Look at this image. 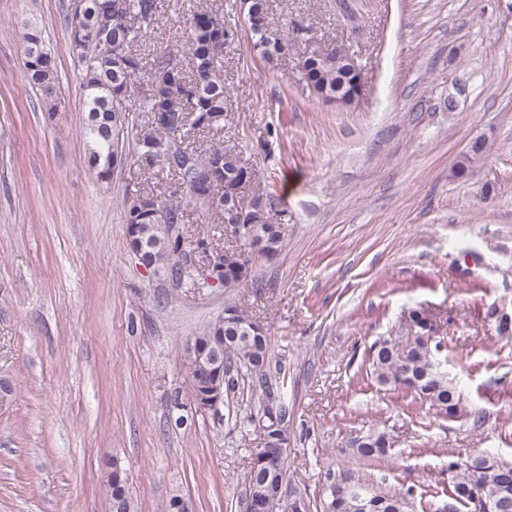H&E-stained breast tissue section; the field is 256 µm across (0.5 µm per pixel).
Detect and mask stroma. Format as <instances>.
Listing matches in <instances>:
<instances>
[{
  "label": "stroma",
  "instance_id": "1",
  "mask_svg": "<svg viewBox=\"0 0 512 512\" xmlns=\"http://www.w3.org/2000/svg\"><path fill=\"white\" fill-rule=\"evenodd\" d=\"M223 12L224 144L241 150L279 202L284 242L233 288H174L130 252L124 201L168 190L133 139L109 183L87 170L70 0H0V512H108L113 469L139 512L182 496L194 512H241L239 475L260 450L218 411L175 407L187 394L181 346L234 302L269 330L294 405L288 473L319 499L350 468L413 491V512H445L448 453L512 460V0H269L301 25L266 64L250 53L237 0H160L144 57L177 52L188 14ZM37 25L56 53L59 110L46 120L24 67ZM363 75L352 106L306 94L299 65L330 46ZM463 84L456 108L452 83ZM491 146L475 177L451 168L476 137ZM434 326L450 376L485 417L405 407L366 375L378 338ZM383 432L374 463L347 447Z\"/></svg>",
  "mask_w": 512,
  "mask_h": 512
}]
</instances>
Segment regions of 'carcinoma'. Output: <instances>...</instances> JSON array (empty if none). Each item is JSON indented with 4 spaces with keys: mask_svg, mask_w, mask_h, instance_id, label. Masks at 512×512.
<instances>
[{
    "mask_svg": "<svg viewBox=\"0 0 512 512\" xmlns=\"http://www.w3.org/2000/svg\"><path fill=\"white\" fill-rule=\"evenodd\" d=\"M121 23L108 24L114 15L116 0H92L98 23L109 26L102 38L79 41L77 31L80 22L66 14L65 25L69 34V47L81 66V87L84 108L88 112L81 134L86 143L85 160L100 161L99 178L107 181L112 176L118 155L120 135L127 129L131 112L149 114V125L134 130L135 148L139 158L149 166L173 177L179 188V196L164 192L136 193L124 202L125 223L137 224L146 230L157 223L155 204L166 210L169 224L168 247H144L143 257L147 264L171 271V280L179 287L205 289L209 284L197 272L193 262L180 249L182 235L186 234L181 201L198 209L203 218L211 223L224 225V202L238 187L240 175L222 174L213 185H196L197 173L231 151L239 159V169H246L242 156L236 149L221 144L199 149L190 146V139L205 135L216 136L224 131L226 91L224 74L219 59L228 41L224 39L229 29L224 16L213 10L201 8L184 19V35L188 57L181 58L170 52L155 55L146 64L137 49L142 37L141 25L156 19L157 0H122ZM245 20L251 33V49L254 55L270 64L284 54L288 41L279 28L272 25L268 0H250ZM25 44V70L30 84L40 91L41 104L48 117L58 111V94H46L43 88H57L58 76L54 56L32 55L38 45L44 43L37 26H26L22 35ZM165 84L160 95H142L134 98L135 90L143 80ZM355 76L344 67L336 66V58L309 56L301 63V80L309 95L322 99L346 97L351 91ZM478 148L467 150L455 164L458 177L470 176L477 163ZM248 204L255 206L256 220L276 210L277 198L271 192L257 190ZM238 236L248 241L249 248L262 257L268 252L279 253L283 231L279 228L257 229L256 235L243 229ZM224 311L233 312L236 323L224 326L228 336L226 346L218 349L217 356L224 361V394L236 393L240 382L249 380L250 397L247 407L236 415V423L247 432L264 428L269 436L279 431V426L290 422L288 394L284 392L286 371L274 354L271 336L251 330L253 317L237 303H228ZM439 344L408 345L391 338H382L369 349V371L378 387L403 391L412 400L427 405L438 417L454 420L465 416L473 426L480 428L483 416L469 409L458 384L448 374L435 366V352ZM391 441L385 433L354 437L350 447L361 457L381 460L388 457ZM277 481L288 490V500L281 512H310L311 498L307 491L291 483L287 460L274 467L249 462L244 471V498L260 494L271 481ZM448 481L451 512H486V503L493 500L503 503L493 512H512V461L500 455L478 452L472 461L459 457L448 462ZM322 512H332L336 499L346 501L347 512L352 499L363 494L373 504V512H409L413 491L391 489L383 483L365 478L350 469L328 476V488L322 490Z\"/></svg>",
    "mask_w": 512,
    "mask_h": 512,
    "instance_id": "1",
    "label": "carcinoma"
}]
</instances>
